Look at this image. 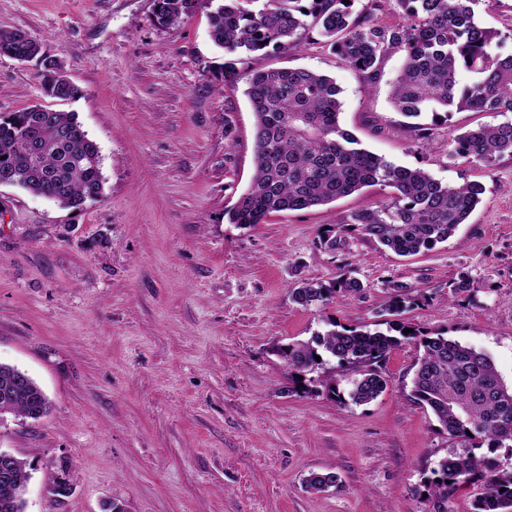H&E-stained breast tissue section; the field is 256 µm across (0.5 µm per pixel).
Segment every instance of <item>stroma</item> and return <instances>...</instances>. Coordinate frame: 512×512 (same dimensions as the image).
I'll list each match as a JSON object with an SVG mask.
<instances>
[{
	"instance_id": "1",
	"label": "stroma",
	"mask_w": 512,
	"mask_h": 512,
	"mask_svg": "<svg viewBox=\"0 0 512 512\" xmlns=\"http://www.w3.org/2000/svg\"><path fill=\"white\" fill-rule=\"evenodd\" d=\"M154 7L0 0V28L29 33L81 89L49 103L76 114L105 178L103 197L80 209L0 187V363L50 401L39 420L0 426V448L33 469L27 512H429L432 470L462 446L410 399L417 342L390 352L386 390L361 405L322 386L331 376L347 392L352 371L331 359L296 385L280 350L331 321L376 328L402 284L403 321L484 352L512 386V157L484 168L448 152L453 135L500 116L453 112L420 140L390 101L401 52L367 86L321 37L243 58L213 46L206 10L163 27ZM474 10L512 54V0ZM228 61L236 76L223 83ZM271 67L332 76L340 124L364 148L445 183L481 184V203L448 241L409 257L336 229L387 200L381 186L229 223L254 171L245 89ZM38 72L0 55V114L45 100ZM342 275L364 292L317 309L293 302L298 283ZM463 276L470 292L452 295ZM312 472L338 482L309 492ZM58 475L67 495L47 490Z\"/></svg>"
}]
</instances>
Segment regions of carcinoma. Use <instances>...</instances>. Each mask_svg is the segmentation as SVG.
<instances>
[{
	"label": "carcinoma",
	"instance_id": "cac0c4a2",
	"mask_svg": "<svg viewBox=\"0 0 512 512\" xmlns=\"http://www.w3.org/2000/svg\"><path fill=\"white\" fill-rule=\"evenodd\" d=\"M355 0H155V22L178 25L198 9L208 10L213 44L230 54H267L290 45L304 32L317 31L334 53L367 84L381 75L380 64L391 50L404 52L391 100L405 116L417 120L411 130L424 136L423 120L439 112L512 114V55L502 56L500 33L476 18L475 0H396L406 22L389 26L373 12L353 9ZM0 55L20 62H40L45 96L60 101L81 90L64 66L45 64L42 45L26 31L0 29ZM474 74L467 84L460 71ZM341 89L315 71L296 68L256 71L246 91L255 118L254 173L247 190L227 210L232 224H261L274 212L321 207L376 185L393 189L391 200L365 207L336 222L340 233L361 231L401 256L430 250L448 240L480 202L478 183L444 184L422 168L398 166L359 147L340 125ZM452 157L489 167L512 156V120L480 124L453 137ZM14 185L81 208L104 193L102 158L74 114L34 104L0 115V174ZM403 286H393L385 311L393 316L388 331L338 326L280 350L288 376H306L327 356L350 367L358 378L348 397L355 404L376 399L386 389L379 363L401 344L417 337L397 319L406 309ZM338 291L359 293L356 279L338 278L326 285L303 282L292 300L320 308ZM400 336H395V333ZM419 338V337H417ZM422 354L414 365L412 398L429 409L441 430L467 447L442 458L430 482L433 512L447 505L464 484L484 481L474 512H512V468L495 469L472 449L512 447V386L493 361L441 333L419 338ZM48 399L40 386L14 366L0 364V424L7 416L41 418ZM30 465L17 457L13 476L0 479V512H25ZM311 492L337 483L331 472H312L305 479Z\"/></svg>",
	"mask_w": 512,
	"mask_h": 512
}]
</instances>
